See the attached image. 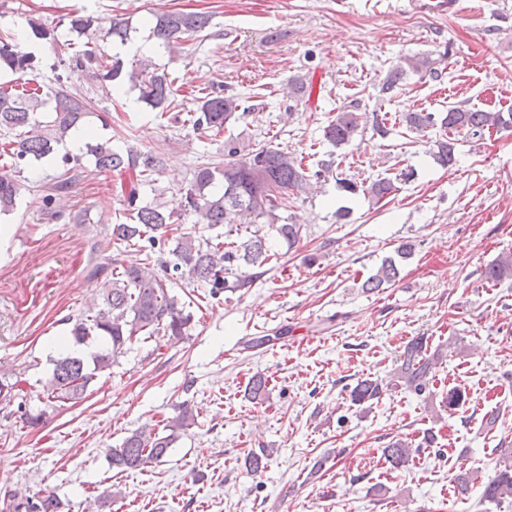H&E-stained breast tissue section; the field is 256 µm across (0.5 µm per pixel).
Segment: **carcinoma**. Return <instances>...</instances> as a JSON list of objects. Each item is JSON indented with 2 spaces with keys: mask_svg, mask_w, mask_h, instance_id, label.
Returning a JSON list of instances; mask_svg holds the SVG:
<instances>
[{
  "mask_svg": "<svg viewBox=\"0 0 512 512\" xmlns=\"http://www.w3.org/2000/svg\"><path fill=\"white\" fill-rule=\"evenodd\" d=\"M209 23L203 13H165L156 16L151 27L152 38L159 46L174 52L182 35L202 30ZM69 31L87 37L78 45L66 41L71 50L59 62L62 72L56 74L57 89L53 94V119L44 122L39 112L47 104L40 88L30 87L23 81L24 74L34 67L36 56L23 52L12 35L0 38V73L13 75V79L0 83V132L11 134L14 140L10 157L15 164H31L54 152L64 143L88 113V101L78 99L68 91V83L86 78L95 82L110 83L113 90L121 92L124 83L138 91L137 101L153 109L169 107L175 94L168 74L159 71L151 61L142 60L124 71L119 54L108 53L106 46H125L129 42L128 21L114 15L103 22L93 16L72 15ZM436 61L427 56H408L392 67L381 83L382 98L391 97L407 73H431ZM238 99L221 93H208L199 98L196 108L189 114L192 128L201 133L220 134L234 119ZM399 123L414 132H424L440 126L448 130V137L435 141L434 160L442 166L455 163L454 135L461 133L480 138L492 128L512 131L511 112H486L475 108L453 106L446 112H403ZM360 126V116L351 109H343L324 127V138L335 147L349 144ZM85 154L94 158L95 167L102 171L131 170L140 180L153 182L159 174L161 159L152 154L131 150L123 153L102 142L85 143ZM335 161L324 160L314 171L289 153L271 145H261L247 152L240 150L230 139L224 141V165L206 164L198 167L182 197L185 212L194 217L193 228L176 238L169 250L173 259L160 261L164 271H173L180 279L196 282L209 289L217 298L225 291H234L252 285L261 277V269L272 260L266 242L267 233L275 235L293 246L301 236V226L281 223L279 210L284 207L288 194L309 193L311 180L325 182L334 175ZM344 191L359 192L380 201L396 190L394 181L382 178L363 186L349 178L339 179ZM72 188V181L63 178L39 198L43 210L58 214L60 200ZM21 191L15 180L0 177V215L14 210ZM138 192L133 188L127 202L131 208L130 222L112 225L111 239L116 245L136 246L144 241L150 252L168 242L169 227L174 223L173 212L164 204H137ZM227 227V232L220 228ZM216 235L205 236L203 231ZM243 231L246 239L237 245H227L224 236ZM413 245L403 244L397 258L382 261L376 273L364 283L365 290L376 292L399 277L398 259L409 257ZM93 278L104 277L102 286L103 307L93 314L73 319L70 334L77 346L96 345L90 353L73 351L52 360V369L43 392L47 400L58 403H76L85 398L90 385L116 362L125 347L163 334L172 339L185 335L191 321L184 305L167 288V278H162L150 268V258L136 264L106 256L90 273ZM486 279L498 283L512 279V257L504 255L485 270ZM442 359L440 349L428 352V341L418 336L409 341L400 355V365L395 374V386H403L417 394L426 391L437 365ZM381 382L362 379L350 390L351 405L361 409L381 398ZM467 394L451 387L441 394L440 407L454 411L462 407ZM195 424L193 410L182 406L178 413L167 418L162 435L152 424H145L125 437L117 448L109 449L112 467L134 470L164 458L180 432ZM495 475L484 483L482 500L499 504L512 498V448L500 447ZM384 455L394 467L408 463L411 448L407 441L397 439L384 448ZM7 508L12 512H62L63 503L53 495H46L36 502L17 493L8 494Z\"/></svg>",
  "mask_w": 512,
  "mask_h": 512,
  "instance_id": "obj_1",
  "label": "carcinoma"
}]
</instances>
